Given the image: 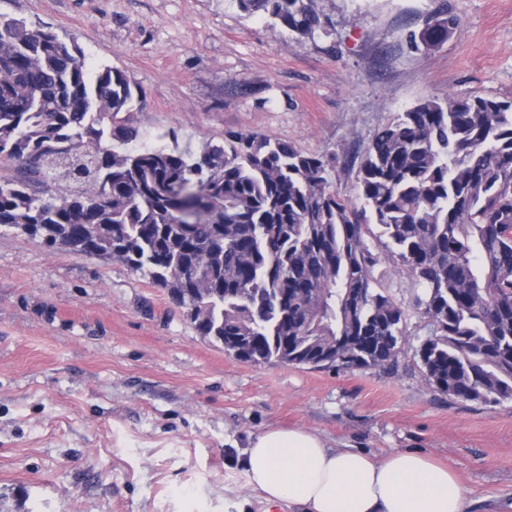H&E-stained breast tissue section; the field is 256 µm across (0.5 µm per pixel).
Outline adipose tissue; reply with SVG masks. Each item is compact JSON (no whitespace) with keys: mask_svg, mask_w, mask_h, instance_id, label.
Returning a JSON list of instances; mask_svg holds the SVG:
<instances>
[{"mask_svg":"<svg viewBox=\"0 0 512 512\" xmlns=\"http://www.w3.org/2000/svg\"><path fill=\"white\" fill-rule=\"evenodd\" d=\"M246 483L298 512H468L455 470L415 451L332 449L300 428H266L243 452Z\"/></svg>","mask_w":512,"mask_h":512,"instance_id":"adipose-tissue-1","label":"adipose tissue"}]
</instances>
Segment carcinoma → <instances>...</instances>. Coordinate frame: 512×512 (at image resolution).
I'll return each instance as SVG.
<instances>
[{"mask_svg": "<svg viewBox=\"0 0 512 512\" xmlns=\"http://www.w3.org/2000/svg\"><path fill=\"white\" fill-rule=\"evenodd\" d=\"M237 2L298 38L326 32L315 0ZM458 24L445 6L409 43L435 48ZM134 101L122 70L0 20V159L20 163L0 181V227L119 260L170 290L200 335L244 343L253 364L393 365L407 313L375 276L391 261L422 289L429 385L512 401V97H432L397 113L362 154L352 197L333 188L336 157L258 132L228 130L198 158L103 147L137 139Z\"/></svg>", "mask_w": 512, "mask_h": 512, "instance_id": "carcinoma-1", "label": "carcinoma"}]
</instances>
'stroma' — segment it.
<instances>
[{"label": "stroma", "mask_w": 512, "mask_h": 512, "mask_svg": "<svg viewBox=\"0 0 512 512\" xmlns=\"http://www.w3.org/2000/svg\"><path fill=\"white\" fill-rule=\"evenodd\" d=\"M460 19L433 49L426 15ZM327 31L299 39L237 0H0L136 85L132 118L199 155L255 131L336 155L334 187L398 112L429 97L512 96V0H316ZM408 311L389 368L240 361L200 335L167 291L117 260L75 256L0 227V512H264L243 451L270 426L327 447L420 450L471 491L470 512H512V402L441 394L418 351L414 282L375 270ZM458 24L457 16L445 6L425 17L423 28L418 35H410L409 43L416 50L419 49V45L426 49L435 48L447 40L448 33L456 29Z\"/></svg>", "instance_id": "stroma-1"}]
</instances>
